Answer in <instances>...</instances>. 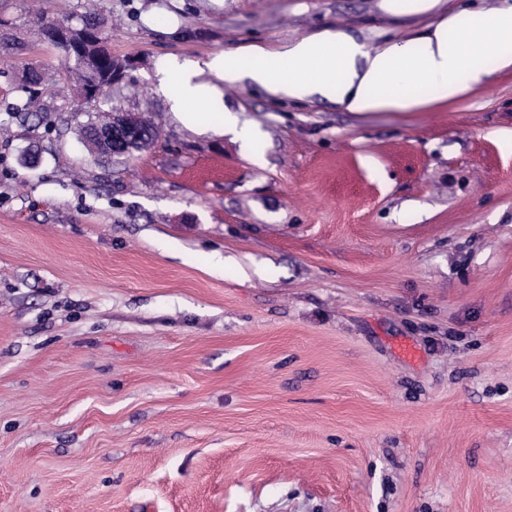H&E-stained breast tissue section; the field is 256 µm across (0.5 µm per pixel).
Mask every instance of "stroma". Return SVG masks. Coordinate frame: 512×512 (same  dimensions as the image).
Returning <instances> with one entry per match:
<instances>
[{"instance_id": "1", "label": "stroma", "mask_w": 512, "mask_h": 512, "mask_svg": "<svg viewBox=\"0 0 512 512\" xmlns=\"http://www.w3.org/2000/svg\"><path fill=\"white\" fill-rule=\"evenodd\" d=\"M378 0H102L103 158L64 54L0 0V512H512V71L359 116L225 82L250 154L177 122L170 59L426 28ZM216 160L222 176L186 180ZM73 58L74 59L72 60L74 61L75 68L78 72V96L76 100L82 101L88 105H94L95 112H109L108 114H112L113 112H122L117 123H114L106 133L108 139L112 140L115 150L112 149V143L96 137L95 134L97 129H101L112 123V118L110 117H108L109 121L81 125L77 130L78 136L90 153L107 154L110 155V157L121 156L120 151L125 152L129 148L126 135L134 131L135 127L139 124L138 121L141 117L135 113L123 112L121 108L112 105V97L109 93L110 90H103L98 94L86 92L80 95L81 92L89 86L85 69L89 64L80 62V60L75 57Z\"/></svg>"}]
</instances>
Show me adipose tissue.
Wrapping results in <instances>:
<instances>
[{
	"instance_id": "adipose-tissue-1",
	"label": "adipose tissue",
	"mask_w": 512,
	"mask_h": 512,
	"mask_svg": "<svg viewBox=\"0 0 512 512\" xmlns=\"http://www.w3.org/2000/svg\"><path fill=\"white\" fill-rule=\"evenodd\" d=\"M440 0H379L387 15H429L431 25L386 41L374 51L343 31L325 30L295 39L279 50L248 45L179 64L158 75L170 111L197 135H229L248 141L253 129L234 112L212 121L206 108L219 106L221 81L246 80L277 100L313 98L335 102L357 115L416 112L456 100L498 73L512 71V0L489 10L466 0L439 16Z\"/></svg>"
}]
</instances>
